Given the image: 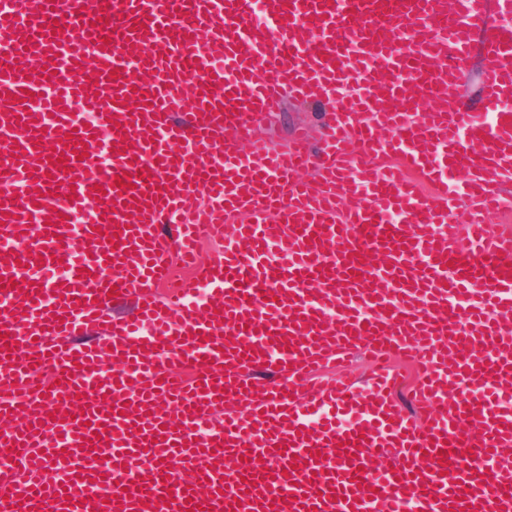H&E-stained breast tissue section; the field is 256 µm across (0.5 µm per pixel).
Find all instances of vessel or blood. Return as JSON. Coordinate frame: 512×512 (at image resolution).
Here are the masks:
<instances>
[{"label": "vessel or blood", "mask_w": 512, "mask_h": 512, "mask_svg": "<svg viewBox=\"0 0 512 512\" xmlns=\"http://www.w3.org/2000/svg\"><path fill=\"white\" fill-rule=\"evenodd\" d=\"M84 3L0 0V512H512V0ZM481 86V56L479 49H475L472 56L466 61L461 82L451 90V96H462L475 102L480 94ZM324 106L317 102H288L283 111L265 120L259 128L274 145H285L299 128H307L314 141L323 131ZM133 311V304L131 302L112 304L106 311L103 320L98 326L91 329L87 339L92 340L97 336L102 335L112 325V319L123 318L129 316ZM373 365L374 362L369 354L363 351H353L347 358L329 366L326 374L346 375L362 384L372 376Z\"/></svg>", "instance_id": "obj_1"}]
</instances>
